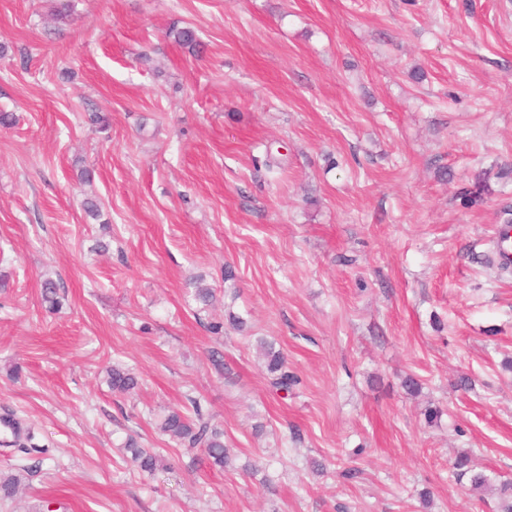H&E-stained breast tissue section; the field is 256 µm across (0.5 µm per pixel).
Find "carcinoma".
<instances>
[{"label":"carcinoma","instance_id":"cac0c4a2","mask_svg":"<svg viewBox=\"0 0 512 512\" xmlns=\"http://www.w3.org/2000/svg\"><path fill=\"white\" fill-rule=\"evenodd\" d=\"M169 35L177 44L191 51L197 44L195 33L189 28H173ZM41 296L43 302L51 310L62 306L64 300L59 293V285L51 279L42 282ZM259 349L265 361L269 386L272 390L277 394L292 392L298 384V378L288 371L281 352L275 350L273 345L264 339L259 341ZM109 385L115 392L129 393L137 387L138 382L132 373L120 368H113L109 371ZM188 402L192 408V415H185L177 411L168 413L161 421V431L185 448L202 449L211 466L220 469L229 466L231 458L228 448L224 445V432L212 423L211 416L203 410L200 398L190 396ZM0 420L11 429L10 436L3 439V444L11 447L23 446L26 434L22 431L20 423L10 414L1 417ZM126 449L131 455L132 462L145 472L152 473L156 469L164 467L162 460L157 455L141 448L133 438L127 441ZM453 468L457 470L458 477L469 476L472 489L481 491L492 489L487 476L470 466L469 456H457Z\"/></svg>","mask_w":512,"mask_h":512}]
</instances>
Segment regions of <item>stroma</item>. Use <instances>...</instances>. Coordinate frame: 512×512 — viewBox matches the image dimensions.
Segmentation results:
<instances>
[{"instance_id": "obj_1", "label": "stroma", "mask_w": 512, "mask_h": 512, "mask_svg": "<svg viewBox=\"0 0 512 512\" xmlns=\"http://www.w3.org/2000/svg\"><path fill=\"white\" fill-rule=\"evenodd\" d=\"M53 3L0 0V416L34 435L0 446V512H499L512 0H70L62 22ZM192 396L229 467L161 432ZM462 453L491 490L457 480ZM495 261L503 268L512 267V226L501 224L493 246ZM258 347L269 375V386L276 394L283 392L287 397L288 393H292L293 388L299 383L297 376L288 371L284 357L280 351L274 349L272 343L261 339ZM126 449L131 455L132 462L135 463L142 471L152 473L156 469L164 468L165 466L157 455L141 448L139 443L133 438L127 441Z\"/></svg>"}]
</instances>
